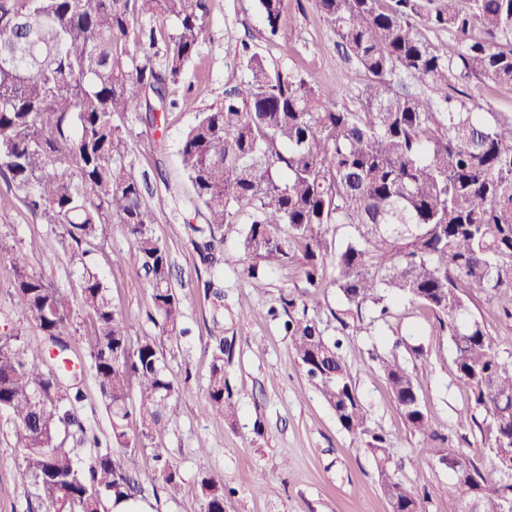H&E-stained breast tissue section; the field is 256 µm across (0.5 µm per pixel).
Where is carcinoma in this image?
Segmentation results:
<instances>
[{"label": "carcinoma", "mask_w": 512, "mask_h": 512, "mask_svg": "<svg viewBox=\"0 0 512 512\" xmlns=\"http://www.w3.org/2000/svg\"><path fill=\"white\" fill-rule=\"evenodd\" d=\"M270 34L278 33L286 0H259ZM338 46L367 75L359 108L327 102L313 79L270 70L243 43L235 54L246 75L219 105L199 113L184 134L181 166L203 224L187 225L202 264L231 267L247 279L277 266L297 267L308 287H325L328 228L355 235L336 250L331 284L378 321L391 301L406 298L431 310L455 348L457 378L471 391L493 433L496 462L481 470L439 436L411 375L398 359H380L390 392L425 450L448 463L460 512H505L512 483L500 458L512 455V366L500 357L485 325L469 315L462 289L492 292L512 285V114L478 112L452 94L473 79L512 91V0H318ZM208 0H0V170L13 197L42 224L59 230L78 273L80 306L21 248L0 238L13 273L12 299L32 317L42 341L0 335V415L12 425L25 469L49 507L101 512L103 499L129 502L135 480L112 450L80 466L58 442L77 429L79 443L101 446L79 420L80 384L48 347L71 351L78 311L92 321L88 365L106 401L118 448L164 435L177 383L152 337L132 342L126 318L87 261L90 247L113 224L132 242L130 259L143 271L169 338L181 327L183 299L172 284L166 247L156 237V210L126 165L129 129L116 118L152 112L196 56L204 40ZM174 23L162 33L159 21ZM422 20L457 43L450 54L416 27ZM163 40L161 58L130 45ZM439 97L400 92L401 76ZM238 224L239 251L222 248L215 228ZM213 300L212 365L207 394L214 416L232 420L234 394L224 373L232 343L224 328V290L204 281ZM284 322L294 357L310 385L352 435H368L390 512H421L416 494L389 472V446L370 433L368 415L340 353L290 294ZM137 389L131 400V389ZM155 476L175 495L180 478L164 449H154ZM203 512H224V484L200 481Z\"/></svg>", "instance_id": "carcinoma-1"}]
</instances>
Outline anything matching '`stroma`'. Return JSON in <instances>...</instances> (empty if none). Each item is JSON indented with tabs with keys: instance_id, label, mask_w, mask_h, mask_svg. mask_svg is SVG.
<instances>
[{
	"instance_id": "obj_1",
	"label": "stroma",
	"mask_w": 512,
	"mask_h": 512,
	"mask_svg": "<svg viewBox=\"0 0 512 512\" xmlns=\"http://www.w3.org/2000/svg\"><path fill=\"white\" fill-rule=\"evenodd\" d=\"M206 38L195 58L170 87L176 107L166 124L131 122L133 172L147 180L157 208L156 235L167 246L173 284L185 298L182 322L187 336H162L149 288L130 262V244L120 225L97 241L92 254L113 305L131 324V336L162 341L166 366L179 384L175 415L160 443L181 478V491L169 496L154 474L151 448L129 454L137 494L134 512H202L199 482L209 476L224 483V512H388L368 436L352 435L333 409L311 387L297 364L282 328L272 316L282 296L293 294L321 321L326 337L341 336L343 358L368 412L370 430L391 440L390 472L412 488L423 512H459L452 472L423 450V436L405 420L392 397L380 358H397L412 376L436 431L481 469L494 454L484 415L474 407L467 386L456 377L454 347L434 314L419 304L396 302L388 323L341 327L348 305L334 287L309 292L292 266L269 270L261 283L224 271V336L233 355L224 370L234 390L235 419L214 417L207 396L213 339L208 332L211 304L197 283L210 277L194 251L188 224L203 223L192 206V189L178 158L180 141L199 112L219 105L225 89L244 67L234 47L247 42L273 69L315 77L324 99L355 107V94L367 80L364 71L336 49V35L320 15L317 0H288L277 36H269L257 0H209ZM0 237L17 242L41 270L65 291L76 281L66 253L51 227L18 200L0 176ZM9 264L0 258V330L22 329L28 340L39 332L15 308ZM472 314L482 321L502 358L512 357V287L486 293L468 289ZM78 414L102 445H111L105 400L93 375L83 382ZM25 452L15 447L11 427L0 418V512H47V503L27 474Z\"/></svg>"
}]
</instances>
